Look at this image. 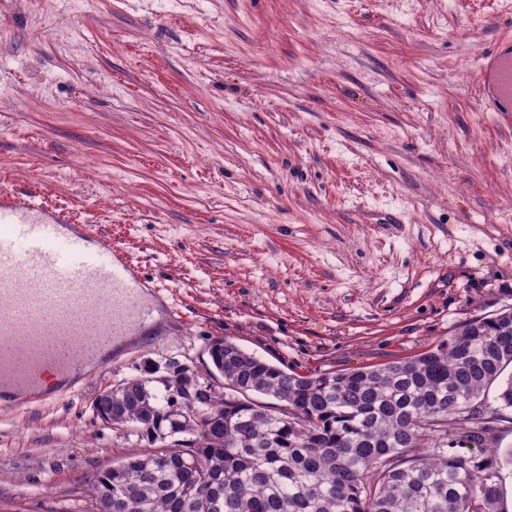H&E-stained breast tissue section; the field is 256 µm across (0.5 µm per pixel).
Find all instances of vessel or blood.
I'll list each match as a JSON object with an SVG mask.
<instances>
[{
  "instance_id": "1",
  "label": "vessel or blood",
  "mask_w": 512,
  "mask_h": 512,
  "mask_svg": "<svg viewBox=\"0 0 512 512\" xmlns=\"http://www.w3.org/2000/svg\"><path fill=\"white\" fill-rule=\"evenodd\" d=\"M488 111L512 98V55H482ZM125 254L89 234L69 210L0 192V400L47 398V370L99 358L112 340L146 325L156 305Z\"/></svg>"
}]
</instances>
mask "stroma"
Wrapping results in <instances>:
<instances>
[{"label": "stroma", "mask_w": 512, "mask_h": 512, "mask_svg": "<svg viewBox=\"0 0 512 512\" xmlns=\"http://www.w3.org/2000/svg\"><path fill=\"white\" fill-rule=\"evenodd\" d=\"M503 0H0V189L65 207L171 314L26 409L0 512H62L136 436L94 398L228 339L310 375L512 308V112L484 107Z\"/></svg>", "instance_id": "35a3bbf8"}]
</instances>
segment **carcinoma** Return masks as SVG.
<instances>
[{"mask_svg": "<svg viewBox=\"0 0 512 512\" xmlns=\"http://www.w3.org/2000/svg\"><path fill=\"white\" fill-rule=\"evenodd\" d=\"M224 387L141 368L93 408L147 449L101 471L70 512H508L497 451L512 409V310L476 317L413 357L300 375L224 339ZM495 402H487L491 387ZM465 430L479 450L450 453Z\"/></svg>", "mask_w": 512, "mask_h": 512, "instance_id": "obj_1", "label": "carcinoma"}]
</instances>
